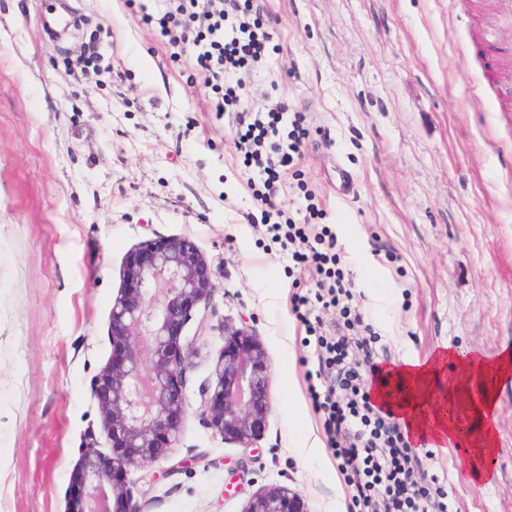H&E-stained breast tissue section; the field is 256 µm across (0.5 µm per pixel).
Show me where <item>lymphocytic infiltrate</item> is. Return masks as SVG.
Here are the masks:
<instances>
[{"label": "lymphocytic infiltrate", "instance_id": "1", "mask_svg": "<svg viewBox=\"0 0 512 512\" xmlns=\"http://www.w3.org/2000/svg\"><path fill=\"white\" fill-rule=\"evenodd\" d=\"M145 25H155L170 43L192 51L222 100H229L223 87L240 82L247 63L260 62L271 39L260 15L250 10V0H168L161 16L146 13ZM290 120L291 144H283L280 125ZM238 141L252 167L248 181H260L264 191L258 199L264 207L263 220L274 239L292 244V257L313 263L319 275L315 297L326 305H338L346 289L339 271L333 270L335 255L329 254L322 235L312 234L306 224L272 221L277 184L287 173L298 152L297 142L305 130L301 115H289L281 104L265 112L241 106L236 112ZM322 349L319 373L325 383L311 386L310 392L324 414V428L336 437L334 450L338 471L353 479L358 499L368 512H441L428 487L414 474V450L398 424L392 409L373 401L360 383L358 367L371 363L373 374L380 367L372 363L373 349L367 341H351L344 333L319 337Z\"/></svg>", "mask_w": 512, "mask_h": 512}]
</instances>
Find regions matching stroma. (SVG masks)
I'll return each mask as SVG.
<instances>
[{
    "mask_svg": "<svg viewBox=\"0 0 512 512\" xmlns=\"http://www.w3.org/2000/svg\"><path fill=\"white\" fill-rule=\"evenodd\" d=\"M271 43L240 93L304 118L277 200L294 223L308 207L336 235L337 267L377 334L376 364L428 365L444 394L457 360L512 351V91L484 87L474 45L512 56V0H253ZM164 0H0V512H67L87 437L111 443L92 387L112 358V299L130 250L185 238L218 290L186 325L188 412L171 459L130 469L152 512H244L287 486L308 512L352 507L309 392L319 349L306 322L313 267L260 224L235 146L233 110L191 54L141 21ZM112 67L94 81L68 67L88 42ZM353 181L336 189L339 170ZM247 324L268 358L263 438L243 448L198 416L225 324ZM490 457L424 430L415 475L452 512H512V374L497 382ZM189 471L166 476L170 460Z\"/></svg>",
    "mask_w": 512,
    "mask_h": 512,
    "instance_id": "1",
    "label": "stroma"
}]
</instances>
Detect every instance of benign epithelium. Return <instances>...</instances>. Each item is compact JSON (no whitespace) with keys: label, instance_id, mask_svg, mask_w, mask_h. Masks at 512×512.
<instances>
[{"label":"benign epithelium","instance_id":"obj_1","mask_svg":"<svg viewBox=\"0 0 512 512\" xmlns=\"http://www.w3.org/2000/svg\"><path fill=\"white\" fill-rule=\"evenodd\" d=\"M124 283L112 301V360L93 392L112 454L90 437L68 488L67 512H146L125 476L132 466L169 458L187 412L184 393L189 352L180 343L199 305L217 286L193 243L146 239L127 256ZM271 376L263 346L249 330L224 328L215 377L200 394V416L226 440L251 448L263 436L270 410ZM244 512H306L283 486L252 498Z\"/></svg>","mask_w":512,"mask_h":512}]
</instances>
